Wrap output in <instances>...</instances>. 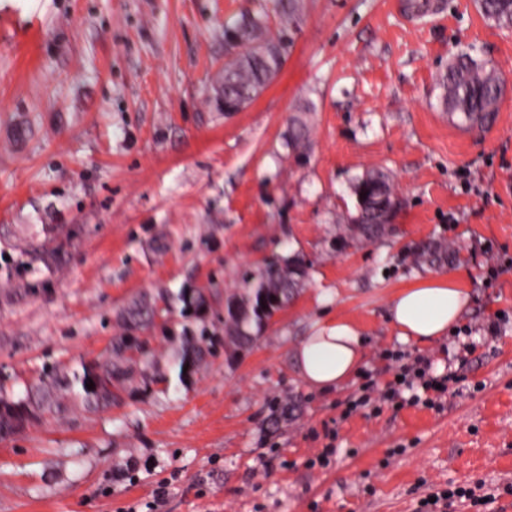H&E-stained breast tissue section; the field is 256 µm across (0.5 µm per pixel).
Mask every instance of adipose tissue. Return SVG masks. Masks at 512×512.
Instances as JSON below:
<instances>
[{
	"label": "adipose tissue",
	"instance_id": "obj_1",
	"mask_svg": "<svg viewBox=\"0 0 512 512\" xmlns=\"http://www.w3.org/2000/svg\"><path fill=\"white\" fill-rule=\"evenodd\" d=\"M470 295L452 277L432 276L396 292L387 316L400 340L426 344L447 336L462 319ZM365 359L363 331L347 317L328 316L294 353L295 370L312 390H332L357 374Z\"/></svg>",
	"mask_w": 512,
	"mask_h": 512
}]
</instances>
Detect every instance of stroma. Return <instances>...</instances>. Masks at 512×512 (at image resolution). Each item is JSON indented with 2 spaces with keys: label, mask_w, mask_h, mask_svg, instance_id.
Here are the masks:
<instances>
[{
  "label": "stroma",
  "mask_w": 512,
  "mask_h": 512,
  "mask_svg": "<svg viewBox=\"0 0 512 512\" xmlns=\"http://www.w3.org/2000/svg\"><path fill=\"white\" fill-rule=\"evenodd\" d=\"M271 6L0 0V388L16 398L43 367L79 368L131 301L200 289L210 304L199 319L175 303L148 330L163 382L0 439V512H420L428 494L478 485L490 507L446 512H512V30L474 0L422 18L402 0H301L278 77L224 113V31ZM464 47L505 81L488 129L439 106ZM369 170L391 177L392 230L349 241ZM430 242L447 259L419 261ZM40 246L64 255H30ZM288 254L307 275L258 343L180 377L182 333L223 339L243 273ZM434 275L460 279L467 311L448 338L401 342L387 304ZM327 314L362 327L366 356L315 392L293 350ZM416 359L459 377L435 406H356Z\"/></svg>",
  "instance_id": "obj_1"
}]
</instances>
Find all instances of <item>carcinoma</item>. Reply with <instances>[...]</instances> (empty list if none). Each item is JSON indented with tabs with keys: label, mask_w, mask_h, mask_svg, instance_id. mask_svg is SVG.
<instances>
[{
	"label": "carcinoma",
	"mask_w": 512,
	"mask_h": 512,
	"mask_svg": "<svg viewBox=\"0 0 512 512\" xmlns=\"http://www.w3.org/2000/svg\"><path fill=\"white\" fill-rule=\"evenodd\" d=\"M484 19L501 29L512 28V0H475ZM280 16L292 28L297 22V0H278ZM263 17H250L224 32L230 49L245 48L242 53L228 54L224 62V111L240 112L262 92L280 72L287 48L286 40L269 39ZM441 104L446 111L458 114L462 123L489 125L496 119L503 80L494 67L461 51L448 63L441 75ZM358 211L348 226L352 240H372L382 236L394 208V196L388 176L368 172L358 178L355 187ZM304 276L302 259L293 255L272 260L254 272L245 274L243 298L227 299L224 310V333L235 350L253 346L272 315L293 299ZM179 300L191 308L197 318L205 316V295L201 290L176 297L167 292L150 302H134L122 314L124 332L112 337L105 351L96 358L80 363L81 370L72 377L58 376L47 370L26 386V395L17 400L0 394V438L14 435L33 425L60 419L65 412L62 393L80 402L85 411L96 413L122 400L127 384L138 376L148 386L161 378L148 373L150 346L148 338L138 332L151 328L165 318ZM212 339L203 331L187 336L177 351L179 367L187 372L199 370L212 355ZM93 382V388L86 383Z\"/></svg>",
	"instance_id": "cac0c4a2"
}]
</instances>
